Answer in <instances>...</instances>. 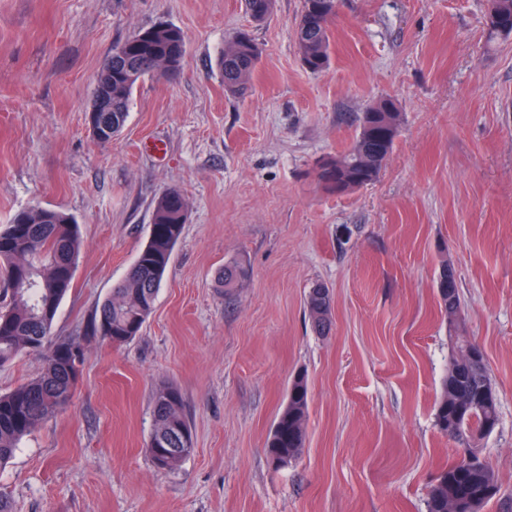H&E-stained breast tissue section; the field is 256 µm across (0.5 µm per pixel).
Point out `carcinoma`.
<instances>
[{
	"instance_id": "1",
	"label": "carcinoma",
	"mask_w": 512,
	"mask_h": 512,
	"mask_svg": "<svg viewBox=\"0 0 512 512\" xmlns=\"http://www.w3.org/2000/svg\"><path fill=\"white\" fill-rule=\"evenodd\" d=\"M275 0H245L253 20L260 24L271 15ZM336 0H303L295 40L302 66L313 74L330 67V27L338 16ZM486 23L489 36L512 34V0H491ZM115 47L103 68L107 72L98 84H107L105 95L97 94L99 108L110 132L98 139L112 141L125 126L131 96L147 77L179 72L185 64L186 40L178 27L158 24L141 30ZM260 50L250 33L231 35L218 55L217 69L224 91L234 97L244 95L257 66ZM401 125L396 103L383 98L358 117L357 133L343 153L329 158L328 168L318 179L329 192L348 193L370 184L379 176L392 153ZM188 217L184 194L176 187L166 189L155 201L149 238L140 249L126 277L96 308L84 333L54 343L51 328L59 306L70 292L81 249L76 220L52 206H36L16 212L9 224L0 228V267L4 268L3 300L0 301V366L24 353L42 357L41 369L13 390L0 393V467L13 457L20 442L44 421L71 402L78 381L76 364L84 361V342L100 338L122 344L136 337L154 309L173 250L180 240ZM248 274L243 260L224 263L220 276L226 288H237ZM436 296L448 318V328L464 321L458 284L448 261L441 262ZM306 311L321 335L331 329V298L328 288L317 284L305 300ZM469 345L457 341L434 403V423L439 432L459 446L468 445L470 432L490 434L498 423V397L478 400L481 388L495 386L485 359L471 364ZM309 408L305 375L291 382L288 404L267 440L268 457L297 460L304 448ZM154 427L149 452L171 460L169 469L192 452V433L181 393L166 385L153 397ZM498 493L496 472L490 462L460 455L445 467L427 500V512H449L448 504L460 502L466 512H482Z\"/></svg>"
}]
</instances>
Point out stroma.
I'll return each instance as SVG.
<instances>
[{"label":"stroma","mask_w":512,"mask_h":512,"mask_svg":"<svg viewBox=\"0 0 512 512\" xmlns=\"http://www.w3.org/2000/svg\"><path fill=\"white\" fill-rule=\"evenodd\" d=\"M487 5L342 0L317 75L295 44L302 0H276L261 24L244 0H0V226L54 206L83 239L53 338L79 335L125 276L165 189L189 203L141 332L87 342L70 405L0 468L13 512H427L460 454L433 418L451 357L444 261L499 396L477 443L500 485L484 512H512V37L488 42ZM158 23L184 32L186 65L138 83L123 131L99 144L97 76ZM240 29L262 50L243 98L216 66ZM385 97L402 123L379 178L326 191L318 164ZM235 257L250 278L228 291ZM316 283L333 296L326 336L304 305ZM300 373L305 445L277 471L265 445ZM163 385L194 441L165 473L148 451ZM448 288H452V296L448 294ZM436 296L441 309L444 310L445 316L448 318V328H457L464 321V308L454 271L446 261L441 262L440 265Z\"/></svg>","instance_id":"obj_1"}]
</instances>
